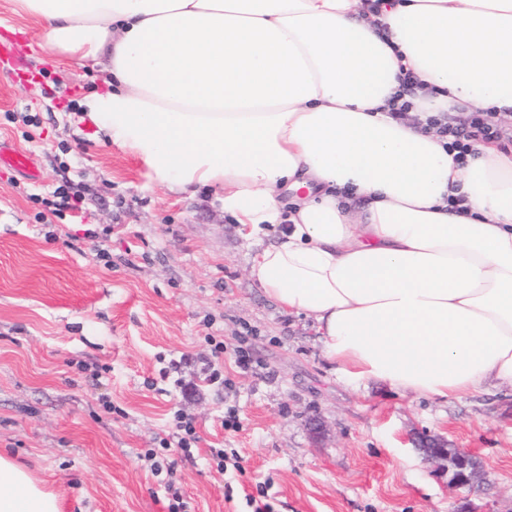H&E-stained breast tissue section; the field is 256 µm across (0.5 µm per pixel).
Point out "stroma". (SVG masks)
<instances>
[{
	"label": "stroma",
	"mask_w": 512,
	"mask_h": 512,
	"mask_svg": "<svg viewBox=\"0 0 512 512\" xmlns=\"http://www.w3.org/2000/svg\"><path fill=\"white\" fill-rule=\"evenodd\" d=\"M0 33L26 50L20 72L0 73V143L38 174L0 167V454L60 512H165L164 483L140 456L178 411L201 437L191 455L162 454L187 512H247L260 482L273 512H512L511 388L442 399L339 374L312 319L251 277L252 246L222 205L150 185L83 113L100 72L42 50L40 23L11 0ZM67 182L81 210L51 213ZM211 336L233 392L205 379ZM241 336L261 374L237 368ZM424 433L469 450L482 486L451 487L424 463L413 443ZM213 448L237 449L242 471L217 472Z\"/></svg>",
	"instance_id": "stroma-1"
}]
</instances>
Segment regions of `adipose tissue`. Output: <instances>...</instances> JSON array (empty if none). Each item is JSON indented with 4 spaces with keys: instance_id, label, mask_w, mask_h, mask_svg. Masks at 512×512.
<instances>
[{
    "instance_id": "ef3b65f1",
    "label": "adipose tissue",
    "mask_w": 512,
    "mask_h": 512,
    "mask_svg": "<svg viewBox=\"0 0 512 512\" xmlns=\"http://www.w3.org/2000/svg\"><path fill=\"white\" fill-rule=\"evenodd\" d=\"M11 2L41 48L100 66L83 110L152 182L276 231L250 275L340 370L423 397L512 388V148L461 166L423 125L512 112V0ZM403 67L414 124L389 113ZM0 512L60 506L0 455Z\"/></svg>"
}]
</instances>
